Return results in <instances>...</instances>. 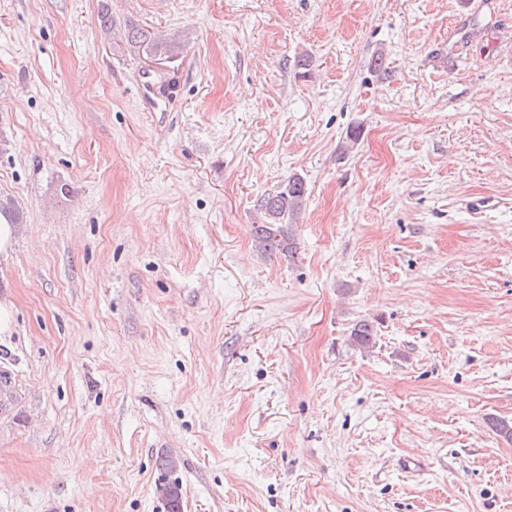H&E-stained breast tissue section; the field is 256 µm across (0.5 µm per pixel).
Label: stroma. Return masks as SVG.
I'll use <instances>...</instances> for the list:
<instances>
[{"label":"stroma","instance_id":"1","mask_svg":"<svg viewBox=\"0 0 512 512\" xmlns=\"http://www.w3.org/2000/svg\"><path fill=\"white\" fill-rule=\"evenodd\" d=\"M0 196V512H512V0H0ZM124 40L130 50L163 63H173L183 51V44L177 39H162L147 26L128 25L124 28ZM307 188L301 177L293 176L278 191L261 202V224H253L252 235L259 248L268 252L288 253V218L302 206ZM7 218L12 224L0 221V255L7 256L12 250L13 243L17 236V224L20 220L19 211L16 210L11 201H0V218ZM377 330L373 322L362 320L353 325L350 331L352 344L361 349L373 347L376 344Z\"/></svg>","mask_w":512,"mask_h":512}]
</instances>
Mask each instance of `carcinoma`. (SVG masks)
I'll use <instances>...</instances> for the list:
<instances>
[{"instance_id": "carcinoma-1", "label": "carcinoma", "mask_w": 512, "mask_h": 512, "mask_svg": "<svg viewBox=\"0 0 512 512\" xmlns=\"http://www.w3.org/2000/svg\"><path fill=\"white\" fill-rule=\"evenodd\" d=\"M124 40L130 50L141 52L163 63L176 61L183 51V44L179 40L162 39L147 26L133 24L126 26ZM306 194L304 180L293 176L281 189L264 198L261 202L262 222L253 225L252 228L254 241L259 248L271 253L288 252V232L285 231V225L288 224V218L301 208ZM376 338V327L368 320L359 321L351 328L350 339L356 347L370 348L376 344ZM164 488L168 490V495L164 497L167 512H181L182 504L179 497L181 485L177 482H167Z\"/></svg>"}]
</instances>
